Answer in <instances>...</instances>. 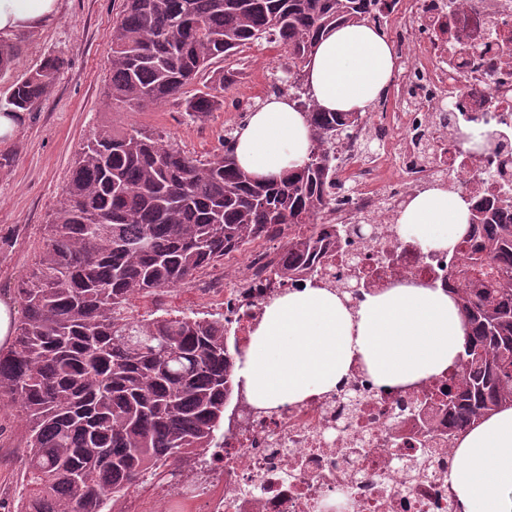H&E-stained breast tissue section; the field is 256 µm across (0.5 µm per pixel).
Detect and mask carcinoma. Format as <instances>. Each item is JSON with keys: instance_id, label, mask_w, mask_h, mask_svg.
Segmentation results:
<instances>
[{"instance_id": "carcinoma-1", "label": "carcinoma", "mask_w": 512, "mask_h": 512, "mask_svg": "<svg viewBox=\"0 0 512 512\" xmlns=\"http://www.w3.org/2000/svg\"><path fill=\"white\" fill-rule=\"evenodd\" d=\"M379 0H124L112 26V107L145 111L178 99L216 59L264 40L285 49L280 91L302 109L307 159L257 181L224 150L198 159L160 134L104 127L75 162L44 251L19 282L22 317L0 349V415L26 424L18 512H107L108 500L160 479L186 458L224 447V406L242 380L224 341V315L164 312L140 319L130 301L190 283L228 252L287 236L285 278L324 263L316 224L332 205L336 142L360 120L324 112L304 81L331 28L370 24ZM63 60L49 56L14 85L7 105L28 111ZM214 92L185 111L224 105ZM462 258L448 274L468 324L464 352L442 395L469 429L512 406V216L471 203Z\"/></svg>"}]
</instances>
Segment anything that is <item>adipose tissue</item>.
<instances>
[{"mask_svg": "<svg viewBox=\"0 0 512 512\" xmlns=\"http://www.w3.org/2000/svg\"><path fill=\"white\" fill-rule=\"evenodd\" d=\"M60 0H0V37L44 25ZM390 39L365 24H346L319 41L306 66L310 93L328 112L370 111L395 70ZM311 147L302 112L274 95L237 133L239 166L257 179L299 166ZM468 205L440 187L419 192L403 211L404 234L426 249H452L464 234ZM467 327L454 297L441 288L402 284L367 296L358 310L326 288L275 299L250 336L238 376L249 401L274 408L336 389L352 361L374 383L395 387L448 370L464 350ZM448 481L461 512H512V408L481 420L459 441Z\"/></svg>", "mask_w": 512, "mask_h": 512, "instance_id": "adipose-tissue-1", "label": "adipose tissue"}]
</instances>
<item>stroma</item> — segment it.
I'll use <instances>...</instances> for the list:
<instances>
[{
	"instance_id": "obj_1",
	"label": "stroma",
	"mask_w": 512,
	"mask_h": 512,
	"mask_svg": "<svg viewBox=\"0 0 512 512\" xmlns=\"http://www.w3.org/2000/svg\"><path fill=\"white\" fill-rule=\"evenodd\" d=\"M123 0H61L59 16L46 26L11 37L18 52L10 68L0 73V99L11 85L50 55L65 65L47 96L22 113L14 134L0 140V300L18 304L17 285L38 260L45 226L63 202L73 166L94 133L105 126H135L164 134L168 143L201 159L221 149L225 127L241 123L236 100L258 93L269 80L279 48L261 43L227 61L211 66L187 88L195 93L211 84L214 72L230 83L224 106L206 115L185 112L172 99L144 112L108 105L112 26ZM216 312L190 286L170 288L156 297L134 301V313L150 316L158 310ZM25 423L0 418V512H15L22 492Z\"/></svg>"
}]
</instances>
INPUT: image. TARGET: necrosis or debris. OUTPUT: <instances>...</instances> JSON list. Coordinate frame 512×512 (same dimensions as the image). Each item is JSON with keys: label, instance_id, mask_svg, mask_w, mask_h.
<instances>
[{"label": "necrosis or debris", "instance_id": "obj_1", "mask_svg": "<svg viewBox=\"0 0 512 512\" xmlns=\"http://www.w3.org/2000/svg\"><path fill=\"white\" fill-rule=\"evenodd\" d=\"M379 21L395 25L408 93L383 101L338 151L341 188L323 219L336 231V260L282 279L283 240L262 237L233 272L197 282L224 308L230 351L246 353L266 305L303 284L346 295L352 308L405 282L447 287L458 253L423 248L397 222L425 187L512 201V0H383ZM476 122L496 136V152L456 150ZM437 388L383 389L356 362L335 390L276 410L237 390L223 447L160 486L198 512H458L448 482L457 438Z\"/></svg>", "mask_w": 512, "mask_h": 512}]
</instances>
